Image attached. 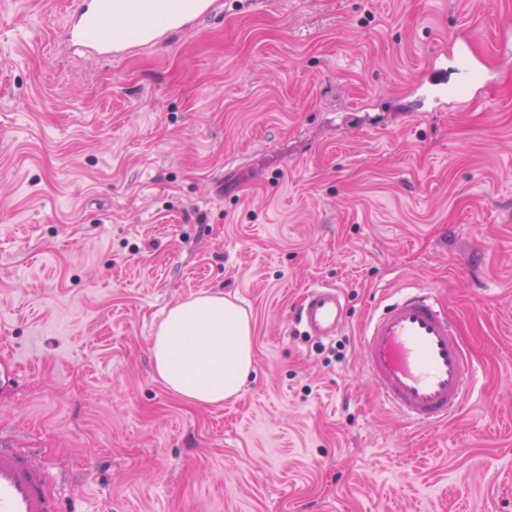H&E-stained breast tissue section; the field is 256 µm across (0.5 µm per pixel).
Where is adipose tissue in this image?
Returning <instances> with one entry per match:
<instances>
[{
  "label": "adipose tissue",
  "instance_id": "obj_1",
  "mask_svg": "<svg viewBox=\"0 0 512 512\" xmlns=\"http://www.w3.org/2000/svg\"><path fill=\"white\" fill-rule=\"evenodd\" d=\"M154 377L198 407L236 397L254 365L247 312L220 294L170 306L152 341Z\"/></svg>",
  "mask_w": 512,
  "mask_h": 512
}]
</instances>
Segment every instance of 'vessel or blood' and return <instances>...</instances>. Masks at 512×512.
<instances>
[{"label": "vessel or blood", "instance_id": "1", "mask_svg": "<svg viewBox=\"0 0 512 512\" xmlns=\"http://www.w3.org/2000/svg\"><path fill=\"white\" fill-rule=\"evenodd\" d=\"M137 15L129 38L112 35L117 0H70L69 21L59 39L69 50L124 58L131 48L151 46L194 28L209 17L216 0H179L160 23L151 17L155 0H130ZM308 335L332 338L345 322L338 288L311 287L297 313ZM365 372L379 401L417 427L447 420L465 402L471 364L455 322L430 289L401 291L364 325ZM0 512H63L50 490V475L31 451L0 443Z\"/></svg>", "mask_w": 512, "mask_h": 512}]
</instances>
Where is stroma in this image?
Segmentation results:
<instances>
[{"mask_svg":"<svg viewBox=\"0 0 512 512\" xmlns=\"http://www.w3.org/2000/svg\"><path fill=\"white\" fill-rule=\"evenodd\" d=\"M221 2L103 59L58 48L66 0H0V440L65 512H512V0ZM317 284L332 339L294 319ZM403 288L474 363L424 429L363 367ZM205 292L249 313L255 364L201 408L150 344ZM345 305L338 288L311 287L297 313V322L310 336L331 339L345 322Z\"/></svg>","mask_w":512,"mask_h":512,"instance_id":"1","label":"stroma"}]
</instances>
